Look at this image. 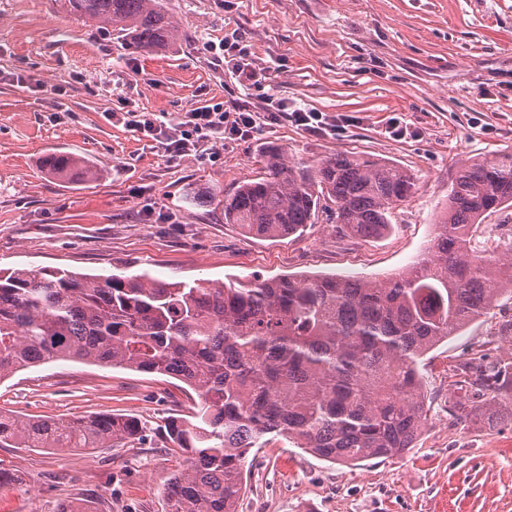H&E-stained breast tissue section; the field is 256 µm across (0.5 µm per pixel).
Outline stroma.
<instances>
[{"instance_id": "35a3bbf8", "label": "stroma", "mask_w": 512, "mask_h": 512, "mask_svg": "<svg viewBox=\"0 0 512 512\" xmlns=\"http://www.w3.org/2000/svg\"><path fill=\"white\" fill-rule=\"evenodd\" d=\"M178 31L147 55L81 19L70 0H0V268L86 274L149 271L167 281L279 276L371 278L404 271L430 245L448 186L473 158L512 151V0H164ZM239 31L271 82L242 86L206 49ZM282 98L325 114L335 133L287 116L227 144L217 163L172 162L115 112H186L210 103L262 111ZM405 135H390L393 121ZM277 147L312 164L345 153L411 173L413 194L384 237L336 230L333 210L304 233L268 239L224 221V196L258 176ZM95 160L97 181L70 183L42 164L52 150ZM512 296L424 358L427 422L393 458L334 464L274 437L250 451L238 512H512V407L502 423L451 411L453 368L479 352L512 358ZM178 380L57 361L0 381V411L68 420L135 417L140 438L96 453L1 448L0 512H166L185 458L163 435L191 418Z\"/></svg>"}]
</instances>
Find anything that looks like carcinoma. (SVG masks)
I'll list each match as a JSON object with an SVG mask.
<instances>
[{"instance_id":"obj_1","label":"carcinoma","mask_w":512,"mask_h":512,"mask_svg":"<svg viewBox=\"0 0 512 512\" xmlns=\"http://www.w3.org/2000/svg\"><path fill=\"white\" fill-rule=\"evenodd\" d=\"M80 17L157 54L178 37L161 0H71ZM52 174L92 181L86 158L53 152ZM263 175L224 196V223L269 239L300 234L323 204L340 230L377 239L412 193L400 166L338 153L313 165L272 148ZM512 206V153L457 172L431 246L386 281L291 276L249 282H166L67 269H0V380L58 360L162 374L199 398L187 425L165 435L187 454L171 478L168 512H236L251 449L286 434L319 458L342 464L403 454L425 417L420 359L512 295V238L482 255V219ZM512 362L468 363L451 409L501 420L512 393L499 383ZM139 432L126 416L60 421L0 412L1 448H112Z\"/></svg>"}]
</instances>
